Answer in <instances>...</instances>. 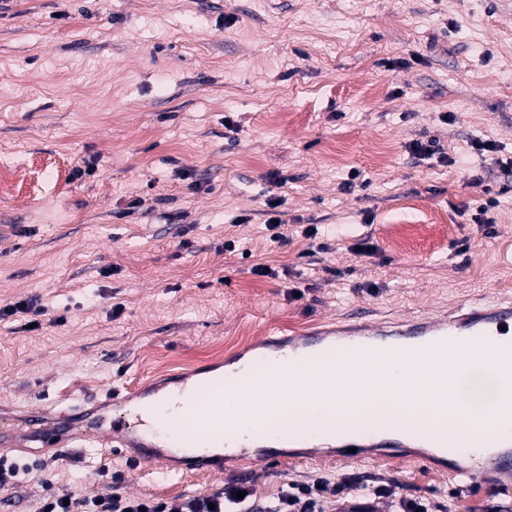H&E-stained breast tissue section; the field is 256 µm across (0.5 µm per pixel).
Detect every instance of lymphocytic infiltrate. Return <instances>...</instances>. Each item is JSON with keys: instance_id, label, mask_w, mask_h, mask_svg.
I'll use <instances>...</instances> for the list:
<instances>
[{"instance_id": "1", "label": "lymphocytic infiltrate", "mask_w": 512, "mask_h": 512, "mask_svg": "<svg viewBox=\"0 0 512 512\" xmlns=\"http://www.w3.org/2000/svg\"><path fill=\"white\" fill-rule=\"evenodd\" d=\"M112 492L89 499L45 496L39 512H333L340 493L353 491L352 483L337 484L328 479L317 482H289L275 497L260 504L252 495H241L240 484L210 493H194L172 501L121 493L122 473L111 476Z\"/></svg>"}]
</instances>
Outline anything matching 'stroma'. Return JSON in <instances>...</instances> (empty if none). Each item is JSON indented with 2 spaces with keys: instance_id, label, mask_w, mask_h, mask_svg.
I'll return each instance as SVG.
<instances>
[{
  "instance_id": "1",
  "label": "stroma",
  "mask_w": 512,
  "mask_h": 512,
  "mask_svg": "<svg viewBox=\"0 0 512 512\" xmlns=\"http://www.w3.org/2000/svg\"><path fill=\"white\" fill-rule=\"evenodd\" d=\"M504 73L512 0H0V165L26 173L0 193V307L36 295L47 308L32 331L0 320V417L212 370L274 327L512 300V172L473 147L512 159ZM417 139L448 162L409 154ZM81 158L93 176L73 177ZM13 458L22 481L0 487V512H38L50 490L107 493L113 472L161 499L232 483L267 499L328 477L437 512H512V483L460 482L409 447L252 450L208 471L178 454L138 468L104 439Z\"/></svg>"
}]
</instances>
